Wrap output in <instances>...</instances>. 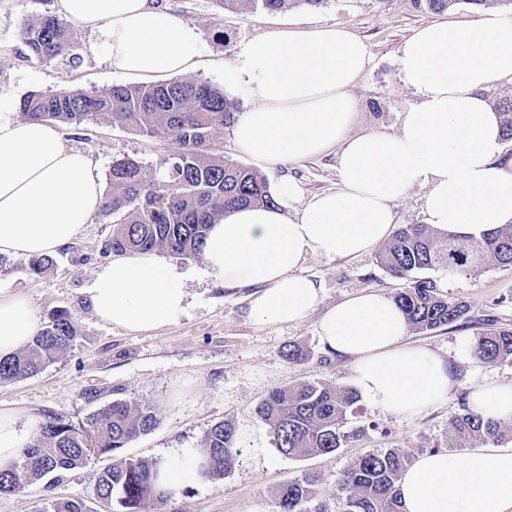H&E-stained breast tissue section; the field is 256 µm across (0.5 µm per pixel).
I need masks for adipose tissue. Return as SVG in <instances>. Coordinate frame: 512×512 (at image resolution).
Here are the masks:
<instances>
[{
  "instance_id": "adipose-tissue-1",
  "label": "adipose tissue",
  "mask_w": 512,
  "mask_h": 512,
  "mask_svg": "<svg viewBox=\"0 0 512 512\" xmlns=\"http://www.w3.org/2000/svg\"><path fill=\"white\" fill-rule=\"evenodd\" d=\"M62 19L97 34L113 69L129 76L184 73L200 65L197 29L164 0H58ZM400 73L418 101L393 133H351V90L370 57L339 25L279 31L247 41L224 67L245 84L253 106L236 121L237 148L260 165L335 153L338 189L306 194L290 175L271 187L273 205H250L211 225L204 274L246 288L258 325L297 323L322 300L303 274L307 256L357 258L391 234L395 204L415 185L426 193L425 224L481 238L512 223V161L502 157L501 118L485 91L512 79V17L494 11L418 26L399 49ZM17 103L0 94V254L38 257L74 241L100 210L103 191L91 160L68 148L62 131L14 120ZM188 271L155 253L130 251L93 273L88 304L100 321L140 334L184 313ZM40 329L26 296L0 289V359ZM406 318L381 293L364 291L327 309L319 337L352 359L357 390L377 408L412 415L447 400L445 360L406 344ZM483 417L512 421V383L486 382L469 395ZM403 512H512V448L457 458L420 455L402 474Z\"/></svg>"
}]
</instances>
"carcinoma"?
<instances>
[{"mask_svg":"<svg viewBox=\"0 0 512 512\" xmlns=\"http://www.w3.org/2000/svg\"><path fill=\"white\" fill-rule=\"evenodd\" d=\"M225 9L238 10L256 2L270 12L286 5L319 7L323 0H217ZM21 35L38 59L65 56L78 59L75 36L67 23L45 15L22 27ZM237 105L207 82L174 80L160 84L114 85L96 92L82 90L29 93L20 104L25 120L57 121L76 130L96 116L128 126L174 145L160 178L149 179L141 165L124 159L112 163L102 211L115 217L105 251L165 250L192 258L202 253L210 225L224 212L241 206L272 205L264 175L224 158L213 150V136L234 121ZM503 137L512 140V99L498 102ZM393 276L407 281L394 296L409 328L432 331L458 321L467 311L461 302L437 292L433 281L416 279L420 270L445 269L450 274L471 273L492 263L512 267V224L470 240L466 248L456 239L421 224L399 228L378 255ZM78 333L68 312L60 308L41 324L38 334L19 354L0 360V382L33 375L53 362ZM480 363L512 358V329L493 328L471 345ZM359 394L352 388L300 383L271 391L253 409L273 436L275 447L290 457L328 454L341 448L351 433L344 431L349 417L359 413ZM156 413L147 406L114 401L81 423L50 416L40 423L18 460L0 470V494L19 491L46 476L83 467L94 456L112 463L99 475L98 499L118 505L117 512H143L153 502L157 509L174 491L160 488V464L133 460L119 451L135 437L152 431ZM460 444L478 447L512 438V422L485 420L470 405L451 422ZM201 477L212 483L224 479L241 462L237 429L221 421L205 436ZM411 464L409 454L397 449L370 452L347 466L337 478L340 512H400L397 484ZM314 479L305 475L288 481L279 494V512H329L326 506L306 508ZM51 512H91L75 497L51 505Z\"/></svg>","mask_w":512,"mask_h":512,"instance_id":"carcinoma-1","label":"carcinoma"}]
</instances>
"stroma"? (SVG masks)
I'll return each instance as SVG.
<instances>
[{
  "label": "stroma",
  "mask_w": 512,
  "mask_h": 512,
  "mask_svg": "<svg viewBox=\"0 0 512 512\" xmlns=\"http://www.w3.org/2000/svg\"><path fill=\"white\" fill-rule=\"evenodd\" d=\"M171 9L200 32L208 67L191 76L209 82L246 112L253 99L224 80V65L248 40L267 33L311 24H340L360 37L371 64L354 89L358 132L397 130L403 112L417 97L402 81L398 48L412 29L437 20L424 0H324L317 8L292 5L277 12L259 6L226 11L217 0H166ZM56 12L55 0H0V92L22 98L33 90H103L135 84V77L111 69L103 49L89 32L76 30V63L59 57L31 58L22 42L25 21ZM69 148L89 157L101 178H108L113 161L133 159L148 177H155L168 155L158 139L109 120L94 119L84 130L65 128ZM301 181L306 193L336 189V158L328 154L289 166L265 169L268 181L283 174ZM112 234V219L97 213L73 242L59 248L54 265L31 275L25 256L0 255V288L25 294L40 320L60 307L72 314L79 332L71 345L41 372L0 383V410L13 412L17 424L33 430L46 415L81 422L115 400L153 408L157 424L122 448L123 456L164 460L180 449L203 450L205 435L217 422L256 426L252 408L271 390L298 383L332 382L348 387L353 362L328 352L319 338L321 310L305 320L257 326L247 318V289L224 288L200 275L202 257L184 259L190 274L184 282L187 308L172 325L153 334H130L98 320L88 305L93 270L108 262L104 245ZM323 288V307L366 290L395 296L405 285L377 260L376 254L357 258L308 257L302 266ZM439 294L466 302L468 312L457 322L429 332H408L409 345L444 358L456 382L448 399L403 419L361 400L359 415L345 429L352 437L338 451L295 459L281 455L272 435H265L263 458L242 446L241 461L221 483L188 486L170 500L166 512H277L278 495L289 480L313 475L314 502L337 507L336 477L350 462L372 451L397 448L411 456L440 450L461 457L466 447L455 441L450 422L477 385L512 383V360L476 362L470 352L474 338L489 326L512 328V267L493 264L471 274L451 275L429 270ZM309 353L291 363L288 345ZM104 457L78 470L60 473L21 491L0 494V512H44L52 502L75 496L91 512H113L94 494Z\"/></svg>",
  "instance_id": "obj_1"
}]
</instances>
